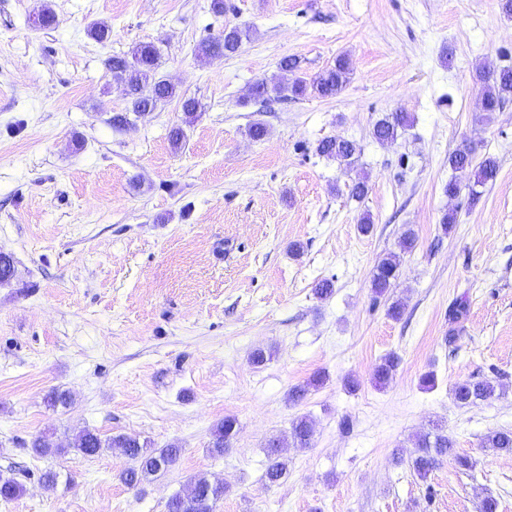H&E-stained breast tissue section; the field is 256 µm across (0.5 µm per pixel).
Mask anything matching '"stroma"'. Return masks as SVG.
<instances>
[{"instance_id": "stroma-1", "label": "stroma", "mask_w": 512, "mask_h": 512, "mask_svg": "<svg viewBox=\"0 0 512 512\" xmlns=\"http://www.w3.org/2000/svg\"><path fill=\"white\" fill-rule=\"evenodd\" d=\"M224 2L217 15L211 0H0V252L15 265L0 283V473L25 487L0 512H166L199 474L226 486L215 512H480L487 495L512 512V455L481 446L512 429V101L485 116L478 80L512 65V15L502 0ZM45 6L57 23L40 30ZM95 22L111 39L89 35ZM232 26L252 31L237 54L196 57ZM141 43L158 48L179 95L117 129L126 99L106 61ZM341 54L353 74L337 97L266 112L248 102L255 81L282 80L283 58L310 78ZM185 96L200 104L195 118ZM396 111L413 127L379 143L374 124ZM256 121L267 127L259 141L248 135ZM336 136L361 147L352 169L316 152ZM465 143L498 162L475 201L445 192L448 156ZM361 177L357 201L349 187ZM390 252L398 278L378 297L373 276ZM324 279L334 292L320 299ZM389 353L399 365L381 385ZM464 380L504 394L457 406ZM55 388L69 408L47 406ZM302 415L314 424L307 448L287 440ZM227 416L237 432L215 457L211 432ZM437 424L474 470L447 458L423 481L393 461ZM84 429L181 453L131 489L117 451L71 450ZM275 436L288 475L269 487ZM38 437L58 454L31 453ZM48 469L56 485L42 483Z\"/></svg>"}]
</instances>
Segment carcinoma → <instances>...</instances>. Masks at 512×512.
<instances>
[{
	"label": "carcinoma",
	"mask_w": 512,
	"mask_h": 512,
	"mask_svg": "<svg viewBox=\"0 0 512 512\" xmlns=\"http://www.w3.org/2000/svg\"><path fill=\"white\" fill-rule=\"evenodd\" d=\"M249 38V31L238 27L224 29L218 37L203 40L197 47L196 56L208 60L217 56L237 53L243 40ZM280 68L294 78H284L270 86L260 80L252 86L251 98L254 102L265 103L271 97L297 99L312 90L321 97L329 98L340 94L350 83L351 69L349 59L340 55L333 65L317 73L311 80L296 75L300 70V61L288 57L281 61ZM108 70L112 77L124 83L127 99L126 112L112 116V125L121 127L128 123V113L140 114L155 110L164 101L178 96L177 88L158 73V51L151 44H140L126 55H114L108 61ZM484 89L482 101L484 112L490 116L499 111L506 102L512 100V66H503L480 76ZM411 123L406 112H391L380 119L374 126L373 136L384 143L398 137L399 131ZM317 152L336 160L346 166L352 165L360 148L356 142L346 138H326L321 140ZM475 150L466 144L448 156V165L457 173L468 176L467 187L470 199L480 197V188L494 180L498 173L497 161L486 157L479 164H474ZM400 266V255L388 253L380 259L373 279L372 288L376 296L385 295L394 285ZM398 356L389 353L376 370V378L385 383L396 370ZM453 399L459 406H474L490 402L503 395V387L488 380H465L458 382L452 389ZM237 420L226 417L216 425L209 443V452L214 457L224 456L236 434ZM313 436V421L307 416H299L292 421L290 438L300 448L310 445ZM481 447L496 452L512 454V431L507 429L492 430L484 435ZM103 448H114L122 455L135 461V466L121 474L122 482L129 488H136L151 477L157 475L175 463L180 449L170 445L157 450L148 449L147 442L136 435L116 434L106 440L91 431L83 430L75 438V450L83 456H92ZM283 441L273 438L267 443V465L264 473L266 485L277 484L288 475V463L281 457ZM454 441L448 435L436 432L416 436L414 453L410 459V469L422 481L427 480L433 469L445 456L454 455V460L461 470L471 471L474 462L471 458L453 454ZM23 485L12 476L0 474V500L11 501L21 496ZM224 498V483L213 482L205 475H199L191 482V492L176 494L167 504V512H214L216 503Z\"/></svg>",
	"instance_id": "1"
}]
</instances>
